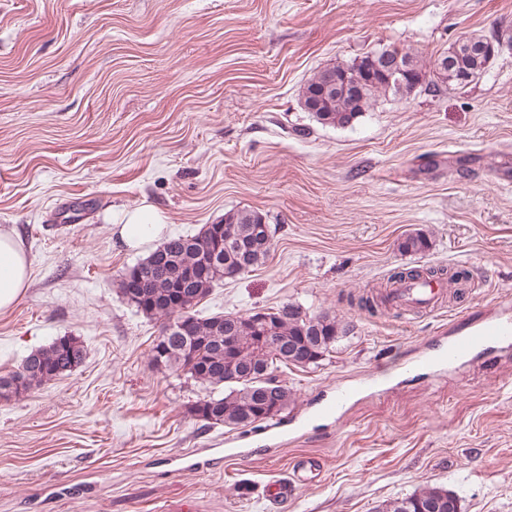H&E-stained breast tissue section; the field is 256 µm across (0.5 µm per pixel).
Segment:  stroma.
I'll return each mask as SVG.
<instances>
[{"label":"stroma","instance_id":"obj_1","mask_svg":"<svg viewBox=\"0 0 512 512\" xmlns=\"http://www.w3.org/2000/svg\"><path fill=\"white\" fill-rule=\"evenodd\" d=\"M472 33L503 47L467 87L380 99L346 128L300 104L325 65L389 46L426 64ZM144 202L170 237L240 208L274 231L199 315L293 302L351 322L319 364L278 369L295 402L275 429L205 426L206 388L152 364L162 323L118 292L150 249L112 222ZM1 227L31 276L0 312V376L60 336L87 356L0 399V512H374L427 485L512 512V348L406 372L512 298V0H0ZM417 231L431 250L401 253ZM430 266L467 271L464 293L427 313L349 303ZM366 375L379 391L321 416ZM307 461L315 482L264 496Z\"/></svg>","mask_w":512,"mask_h":512}]
</instances>
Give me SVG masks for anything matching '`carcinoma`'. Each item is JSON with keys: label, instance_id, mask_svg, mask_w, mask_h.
<instances>
[{"label": "carcinoma", "instance_id": "cac0c4a2", "mask_svg": "<svg viewBox=\"0 0 512 512\" xmlns=\"http://www.w3.org/2000/svg\"><path fill=\"white\" fill-rule=\"evenodd\" d=\"M385 52L393 56L401 49L392 47ZM403 57L411 62L413 75L408 78L382 65L372 68V63L380 62L376 52L357 62L333 65L336 81L356 84L353 93L324 92V77L318 70L301 90L302 105L315 107L312 117L323 126L347 127L382 96L410 95L418 90L436 92L448 86L464 88L467 83L456 80L455 72L463 71L475 80L486 69V55L470 49L456 55L443 70L438 66L448 59V53L439 55L428 72L410 53ZM263 223L265 217L258 211L230 210L220 223L205 224L195 235L168 239L119 279V293L129 305L149 318L163 321L164 344L153 345L152 362L167 370L181 371L208 390L191 412L209 427L244 429L268 420L259 407L260 397L267 393L284 396L282 407L288 409L295 396L275 375L278 366L315 364L353 330L350 323L328 312L314 314L288 303L275 308L266 328L237 333V358L224 355V324L233 317L240 321L243 317L233 313L201 317L194 307L215 285L264 262L272 242H257L255 231ZM430 248V240L421 232L408 234L398 242V250L404 254H422ZM445 275L450 285L466 279L464 271L449 274L445 268L429 267L403 269L394 273L391 280H432ZM183 320L190 326L188 333L180 329ZM261 335L273 337L274 347L264 350L255 346V337ZM85 358L86 347L79 337L68 336L64 342L58 337L30 353L18 371L0 377V397L9 399L38 389L71 373ZM438 503L442 504V512H457L460 507L453 491L427 485L403 498L383 502L375 512H435Z\"/></svg>", "mask_w": 512, "mask_h": 512}]
</instances>
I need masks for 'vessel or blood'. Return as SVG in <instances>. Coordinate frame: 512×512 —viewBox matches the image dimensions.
Returning a JSON list of instances; mask_svg holds the SVG:
<instances>
[{"instance_id":"b4317fda","label":"vessel or blood","mask_w":512,"mask_h":512,"mask_svg":"<svg viewBox=\"0 0 512 512\" xmlns=\"http://www.w3.org/2000/svg\"><path fill=\"white\" fill-rule=\"evenodd\" d=\"M446 282L432 280L422 282H399L393 288L398 302L417 311L435 309L441 303ZM512 347V317L493 316L479 322L469 333L450 336L448 341L431 348L413 361L411 371H426L434 367L452 366L498 348ZM375 383L366 379L353 390H337L335 398L324 408L326 414L340 412L348 403L351 392L363 393L373 390Z\"/></svg>"}]
</instances>
